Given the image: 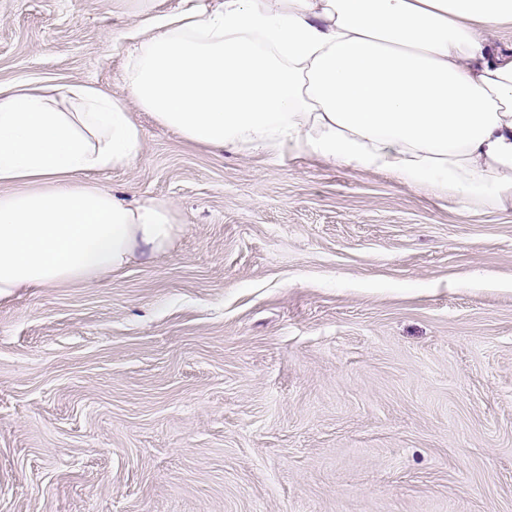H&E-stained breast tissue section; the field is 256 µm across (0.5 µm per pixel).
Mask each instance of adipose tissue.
<instances>
[{
    "mask_svg": "<svg viewBox=\"0 0 512 512\" xmlns=\"http://www.w3.org/2000/svg\"><path fill=\"white\" fill-rule=\"evenodd\" d=\"M138 14L127 95L0 87V300L93 284L171 246L162 201L93 174L138 161L131 111L214 150L292 151L512 207V0H183Z\"/></svg>",
    "mask_w": 512,
    "mask_h": 512,
    "instance_id": "obj_1",
    "label": "adipose tissue"
}]
</instances>
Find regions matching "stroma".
I'll list each match as a JSON object with an SVG mask.
<instances>
[{
	"instance_id": "1",
	"label": "stroma",
	"mask_w": 512,
	"mask_h": 512,
	"mask_svg": "<svg viewBox=\"0 0 512 512\" xmlns=\"http://www.w3.org/2000/svg\"><path fill=\"white\" fill-rule=\"evenodd\" d=\"M110 0H0V85L125 94ZM182 231L0 302V512H512V210L133 111Z\"/></svg>"
}]
</instances>
